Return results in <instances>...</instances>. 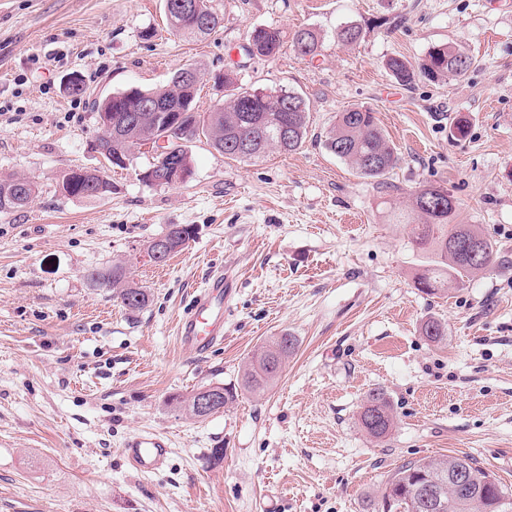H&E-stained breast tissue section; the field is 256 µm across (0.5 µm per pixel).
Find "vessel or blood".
I'll use <instances>...</instances> for the list:
<instances>
[{
	"mask_svg": "<svg viewBox=\"0 0 512 512\" xmlns=\"http://www.w3.org/2000/svg\"><path fill=\"white\" fill-rule=\"evenodd\" d=\"M231 297L228 276L220 270L213 272L180 319L179 340L185 350L202 358L220 348L224 342V312ZM123 451L136 473L148 475L166 465L171 444L157 431L141 430L125 441Z\"/></svg>",
	"mask_w": 512,
	"mask_h": 512,
	"instance_id": "b4317fda",
	"label": "vessel or blood"
}]
</instances>
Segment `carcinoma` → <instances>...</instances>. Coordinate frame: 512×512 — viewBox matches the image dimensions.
<instances>
[{"label": "carcinoma", "mask_w": 512, "mask_h": 512, "mask_svg": "<svg viewBox=\"0 0 512 512\" xmlns=\"http://www.w3.org/2000/svg\"><path fill=\"white\" fill-rule=\"evenodd\" d=\"M197 11L212 18L213 25L206 31L196 28L194 15L182 17L180 23H168L177 35L205 36L221 26L222 18L208 6V0H196ZM363 37V29L354 22H346L334 33L337 41L353 44ZM248 41L258 47V56L272 57L283 44V34L277 28L259 26L251 30ZM297 53L307 50L311 57L320 54L323 45L321 33L311 28L296 30L291 39ZM472 65V59L451 44L436 45L415 69L401 57H390L386 67L393 78L404 84L416 78L433 80L439 76L461 78ZM197 86L180 80L175 71L166 86L142 90L132 87L105 98L98 104L100 112L112 111L116 98L132 105L140 99L155 102L159 110L143 113L142 122L131 130L128 138L118 140L110 129L99 138L102 155L111 159L137 144L149 141V133L167 123L181 122L178 139L185 142L205 138L222 155L229 158L252 159L264 156L269 150L281 153L297 150L303 143L307 127L309 105L299 94L286 90L258 91L232 86L228 89L224 105L211 112L193 110ZM325 147L335 156L350 163L359 174L381 178L396 167L399 157L389 145L379 126L375 112L355 106L336 117L328 131ZM18 179L0 182V211H9L26 205L36 192V185L26 180L28 189L19 195L12 190ZM112 183L102 175L81 174L78 180L64 177L62 189L77 198L104 199L112 193ZM411 213L415 221L409 226L411 248L428 260L423 273L417 278V287L427 293L442 289L448 280L464 279L493 268L496 259L495 243L477 224H451L455 204L448 192L440 187H426L415 191ZM172 243L169 254L182 251L192 230L188 226H174L167 230ZM471 242L479 246L482 262H470L462 244ZM93 282L104 288H114L125 278L122 265L114 264L108 271L94 270L88 274ZM123 306L130 310L143 308L149 296L142 287L123 285L118 292ZM420 334L432 343L446 336L441 322L428 319L420 326ZM294 337L283 333L255 353L244 369V386L260 395L279 377L284 363L295 350ZM362 428L373 438L386 437L394 425L390 400L381 389H372L366 396L359 413ZM462 466L473 474L467 486L455 483L454 469ZM377 512H512V494L488 472L476 467L466 456H442L421 459L399 467L384 482L377 502Z\"/></svg>", "instance_id": "obj_1"}]
</instances>
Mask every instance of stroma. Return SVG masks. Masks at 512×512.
<instances>
[{
    "label": "stroma",
    "instance_id": "stroma-1",
    "mask_svg": "<svg viewBox=\"0 0 512 512\" xmlns=\"http://www.w3.org/2000/svg\"><path fill=\"white\" fill-rule=\"evenodd\" d=\"M209 4L222 26L185 38L163 0H0V180L37 186L0 212V512H373L397 468L441 455L512 489V0ZM345 21L363 26L360 42L333 39ZM258 26L325 40L312 60L288 43L255 57ZM443 43L471 57L463 78L402 85L386 69ZM183 67L201 74L199 112L223 104L224 74L302 94V147L240 160L194 141L178 186L141 181L147 148L110 165L93 148V101L162 87ZM75 76L84 94L69 93ZM353 106L376 113L398 154L382 178L324 145ZM458 116L462 136L450 131ZM74 169L100 171L111 195L65 194ZM427 186L452 196V223L480 225L497 249L491 271L435 295L416 288L423 259L392 218ZM174 225L193 229L185 249L151 262L149 242ZM118 262L149 294L139 311L88 277ZM217 269L234 288L224 345L197 359L177 320ZM429 318L441 343L420 334ZM283 333L296 348L278 381L260 397L242 390L248 358ZM210 385L238 389L237 401L205 419L171 408ZM374 388L395 415L380 440L358 422ZM148 429L171 453L140 475L123 444Z\"/></svg>",
    "mask_w": 512,
    "mask_h": 512
}]
</instances>
